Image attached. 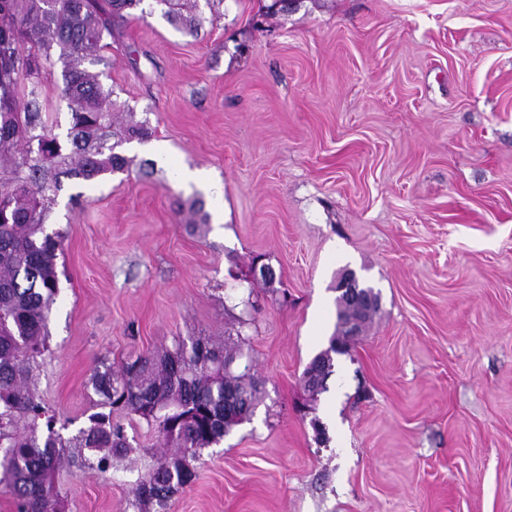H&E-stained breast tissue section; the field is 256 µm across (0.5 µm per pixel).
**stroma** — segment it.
Listing matches in <instances>:
<instances>
[{
    "instance_id": "stroma-1",
    "label": "stroma",
    "mask_w": 512,
    "mask_h": 512,
    "mask_svg": "<svg viewBox=\"0 0 512 512\" xmlns=\"http://www.w3.org/2000/svg\"><path fill=\"white\" fill-rule=\"evenodd\" d=\"M201 0L177 30L142 0L95 71L131 164L48 205L59 293L35 390L64 438L90 379L197 336L263 385L251 422L195 461L169 512H512V0ZM61 63L43 117L70 149ZM209 173L206 192L179 180ZM273 285L235 280L254 260ZM345 269L380 303L322 393ZM62 474L66 512H141L163 450Z\"/></svg>"
}]
</instances>
